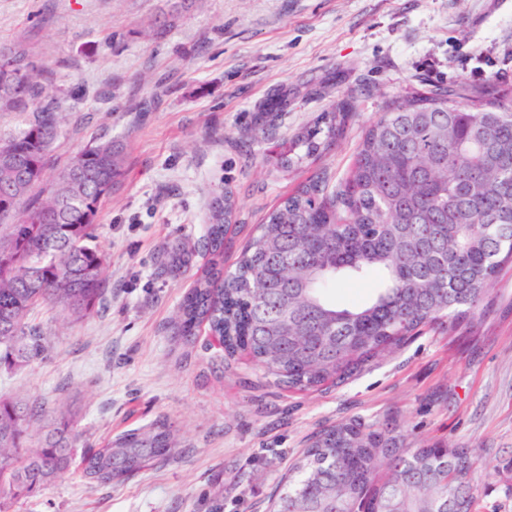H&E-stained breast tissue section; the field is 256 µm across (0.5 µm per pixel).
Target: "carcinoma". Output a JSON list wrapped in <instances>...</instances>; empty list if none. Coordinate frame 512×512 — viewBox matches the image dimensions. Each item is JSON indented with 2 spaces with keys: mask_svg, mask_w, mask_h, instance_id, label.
I'll list each match as a JSON object with an SVG mask.
<instances>
[{
  "mask_svg": "<svg viewBox=\"0 0 512 512\" xmlns=\"http://www.w3.org/2000/svg\"><path fill=\"white\" fill-rule=\"evenodd\" d=\"M51 73L27 49H0V112L25 125L0 135L18 160L0 168V364L40 358L44 338L27 322L43 303L82 319L105 290L106 257L94 244L103 198L123 175V147L107 138L79 152L39 189L51 167L60 110ZM356 104L345 99L282 156L291 168L324 154L345 133ZM233 201L212 208L202 250L210 266L180 306L178 331L191 341L205 325L224 336V361L246 355L279 386L339 385L428 327L453 334L480 315L502 264L512 262V90L465 84L392 97L364 131L336 185L322 173L268 211L224 274ZM351 273L380 275L367 303L338 308L326 295ZM35 404L0 399V479L20 496L45 486L72 459L69 420L59 417L26 446ZM163 422L86 452V476L129 478L171 455ZM477 457L434 441L409 448L397 425L350 419L314 435L281 479L270 512H470Z\"/></svg>",
  "mask_w": 512,
  "mask_h": 512,
  "instance_id": "obj_1",
  "label": "carcinoma"
}]
</instances>
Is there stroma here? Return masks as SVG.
I'll list each match as a JSON object with an SVG mask.
<instances>
[{
    "label": "stroma",
    "instance_id": "35a3bbf8",
    "mask_svg": "<svg viewBox=\"0 0 512 512\" xmlns=\"http://www.w3.org/2000/svg\"><path fill=\"white\" fill-rule=\"evenodd\" d=\"M169 15L162 37L146 36ZM28 37L65 110L57 167L102 138L122 141L124 175L100 204L96 243L106 290L76 321L59 307L31 324L46 352L0 365V399L38 403L37 445L60 414L76 437L70 466L41 490L0 495L6 512H266L280 477L320 430L351 417L397 422L408 443L475 449L472 512H512V263L478 321L426 329L345 383L291 391L223 352L208 330L178 336L182 298L207 263L209 211L232 193L224 270L233 272L263 215L300 183L347 172L385 99L421 86H512V0H0V45ZM346 136L317 159L278 163L342 98ZM287 109L266 111L270 99ZM196 251L178 274L164 251ZM166 422L177 454L99 484L81 458L108 438Z\"/></svg>",
    "mask_w": 512,
    "mask_h": 512
}]
</instances>
